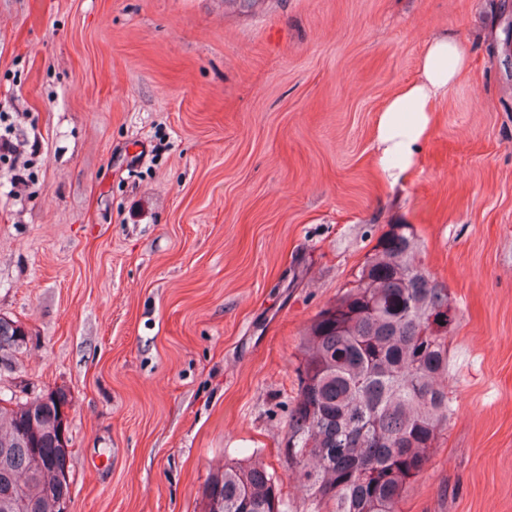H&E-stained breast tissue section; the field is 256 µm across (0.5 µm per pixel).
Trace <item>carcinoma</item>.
Wrapping results in <instances>:
<instances>
[{
  "mask_svg": "<svg viewBox=\"0 0 512 512\" xmlns=\"http://www.w3.org/2000/svg\"><path fill=\"white\" fill-rule=\"evenodd\" d=\"M423 267L411 224H391L351 286L321 309L301 343L299 388L288 418V463L311 512H399L452 412L448 331L429 320L452 305ZM0 317V359L27 346ZM65 390L0 404V495L24 486L31 512H58L70 493L55 469L71 458L58 427ZM206 512H289L274 474L244 461L211 475Z\"/></svg>",
  "mask_w": 512,
  "mask_h": 512,
  "instance_id": "cac0c4a2",
  "label": "carcinoma"
}]
</instances>
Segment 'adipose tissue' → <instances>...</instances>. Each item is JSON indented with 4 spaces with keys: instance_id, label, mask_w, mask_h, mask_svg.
<instances>
[{
    "instance_id": "ef3b65f1",
    "label": "adipose tissue",
    "mask_w": 512,
    "mask_h": 512,
    "mask_svg": "<svg viewBox=\"0 0 512 512\" xmlns=\"http://www.w3.org/2000/svg\"><path fill=\"white\" fill-rule=\"evenodd\" d=\"M469 68L470 51L456 37H435L428 42L418 78L400 86L381 109L376 147L388 178L398 180L412 165L435 104Z\"/></svg>"
}]
</instances>
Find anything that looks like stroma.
I'll return each mask as SVG.
<instances>
[{
  "instance_id": "35a3bbf8",
  "label": "stroma",
  "mask_w": 512,
  "mask_h": 512,
  "mask_svg": "<svg viewBox=\"0 0 512 512\" xmlns=\"http://www.w3.org/2000/svg\"><path fill=\"white\" fill-rule=\"evenodd\" d=\"M471 69L398 183L380 110ZM0 393L63 387L72 512H204L288 466L300 343L392 224L447 285L453 413L399 512H512V0H0ZM469 68L466 45L453 35L434 37L421 58L418 78L400 86L384 103L376 147L381 168L392 182L413 164L428 130L429 112H434L435 104ZM21 328L26 332L16 321L0 317V358L3 365L4 361H9L10 357L27 346L28 332H22ZM207 512H289L288 500L273 473L244 461L224 464L212 474L206 488ZM219 510L214 511V502Z\"/></svg>"
}]
</instances>
